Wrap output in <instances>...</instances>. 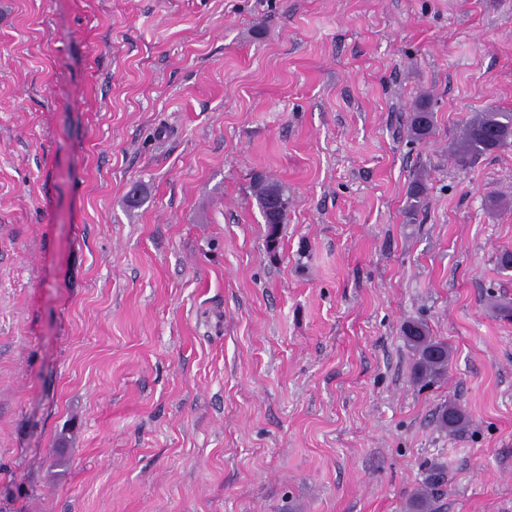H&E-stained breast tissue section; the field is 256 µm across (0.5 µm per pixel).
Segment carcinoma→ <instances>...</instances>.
<instances>
[{
  "label": "carcinoma",
  "instance_id": "cac0c4a2",
  "mask_svg": "<svg viewBox=\"0 0 512 512\" xmlns=\"http://www.w3.org/2000/svg\"><path fill=\"white\" fill-rule=\"evenodd\" d=\"M434 130L433 112L427 103L416 106L409 115V131L413 138H428ZM512 141V112L488 111L474 115L465 126L456 143L455 153L459 162L466 163L484 154L498 150ZM254 194L262 217L269 229V241L278 240L279 226L288 217V194L285 188L264 179H258L253 186ZM425 180L419 178L409 193L408 217L416 215L424 202ZM408 347L413 351L415 364L413 378L419 381H433L448 373V344L431 336L428 327L421 322H411L403 330ZM439 426L450 433L461 430L465 425L463 410L454 404L443 407L437 417ZM445 484V472L440 468L430 470L413 493L407 504L408 512H433Z\"/></svg>",
  "mask_w": 512,
  "mask_h": 512
}]
</instances>
